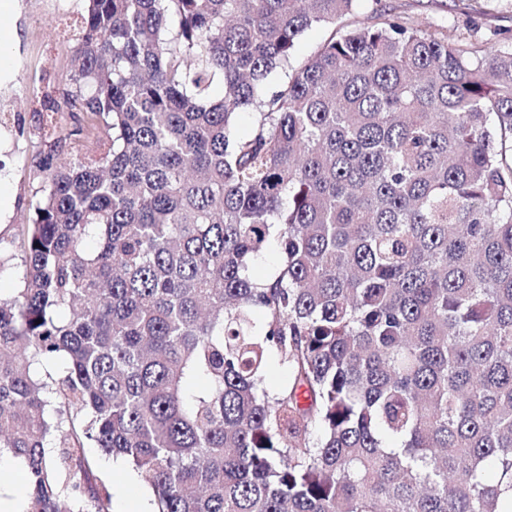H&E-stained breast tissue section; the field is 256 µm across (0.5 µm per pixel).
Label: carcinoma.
Wrapping results in <instances>:
<instances>
[{"label": "carcinoma", "mask_w": 512, "mask_h": 512, "mask_svg": "<svg viewBox=\"0 0 512 512\" xmlns=\"http://www.w3.org/2000/svg\"><path fill=\"white\" fill-rule=\"evenodd\" d=\"M85 2L56 111L101 152L46 162L0 295L23 512H110L89 447L153 512H512V45L356 0Z\"/></svg>", "instance_id": "carcinoma-1"}]
</instances>
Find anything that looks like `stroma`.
<instances>
[{"mask_svg":"<svg viewBox=\"0 0 512 512\" xmlns=\"http://www.w3.org/2000/svg\"><path fill=\"white\" fill-rule=\"evenodd\" d=\"M85 7V0H12L10 12L0 15V29L13 34L0 45L9 58V75L0 80V294L21 286L23 247L20 230L30 223L33 205L41 195L45 157L68 161L74 154L95 155L94 139L81 135L91 117L51 111L45 94L59 96L67 88L75 43L69 27ZM388 12L404 20L431 26L449 39L467 44L512 42V0H357L355 25L370 22L374 12ZM64 123L72 137L50 136ZM97 476L112 485L111 512H151L152 491L123 461L101 455Z\"/></svg>","mask_w":512,"mask_h":512,"instance_id":"obj_1","label":"stroma"}]
</instances>
